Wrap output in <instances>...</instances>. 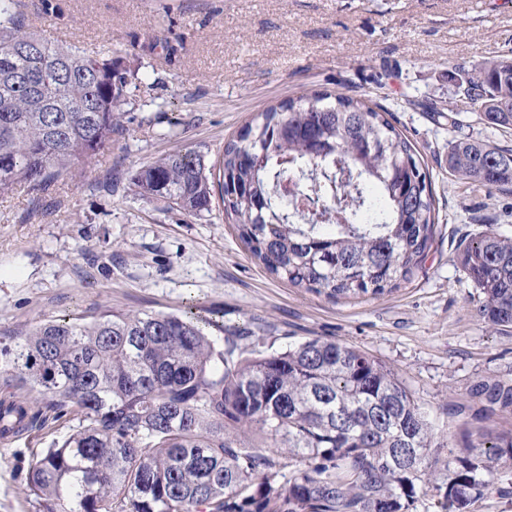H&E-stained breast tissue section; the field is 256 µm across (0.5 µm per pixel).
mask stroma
<instances>
[{
  "mask_svg": "<svg viewBox=\"0 0 512 512\" xmlns=\"http://www.w3.org/2000/svg\"><path fill=\"white\" fill-rule=\"evenodd\" d=\"M44 35L111 51L135 71L125 132L82 178L44 194L0 196V336L104 312L188 305L251 329L244 352L313 336L393 369L451 445L453 413L485 376L512 379V328L485 323L458 246L483 230L512 236V195L448 173L454 63L512 58V0H21ZM312 89L389 110L432 178L439 224L414 278L378 299L332 300L266 272L221 211L167 209L128 189L131 172L177 148L215 161L253 116ZM436 103L437 113L422 111ZM73 422L46 417L0 440V512H37L26 474ZM468 512H512V463Z\"/></svg>",
  "mask_w": 512,
  "mask_h": 512,
  "instance_id": "stroma-1",
  "label": "stroma"
}]
</instances>
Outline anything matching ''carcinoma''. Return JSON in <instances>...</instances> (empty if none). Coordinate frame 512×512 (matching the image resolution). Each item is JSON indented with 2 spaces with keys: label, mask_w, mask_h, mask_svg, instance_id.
<instances>
[{
  "label": "carcinoma",
  "mask_w": 512,
  "mask_h": 512,
  "mask_svg": "<svg viewBox=\"0 0 512 512\" xmlns=\"http://www.w3.org/2000/svg\"><path fill=\"white\" fill-rule=\"evenodd\" d=\"M448 173L512 193V149L472 137L471 117L512 129V59L455 67ZM131 72L47 40L0 0V194L48 190L124 133ZM389 112L313 91L258 113L212 164L178 148L136 169L135 194L224 218L272 276L329 299L378 298L421 268L439 221L431 176ZM477 313L512 326V237L486 230L458 254ZM196 312L45 320L0 339V385L37 389L77 425L30 466L40 512H410L434 485L467 512L512 463V433L480 428L448 447L391 369L322 336L254 357ZM512 414V383L469 389ZM41 410L0 401V437ZM448 449L446 472L433 455Z\"/></svg>",
  "instance_id": "carcinoma-1"
}]
</instances>
